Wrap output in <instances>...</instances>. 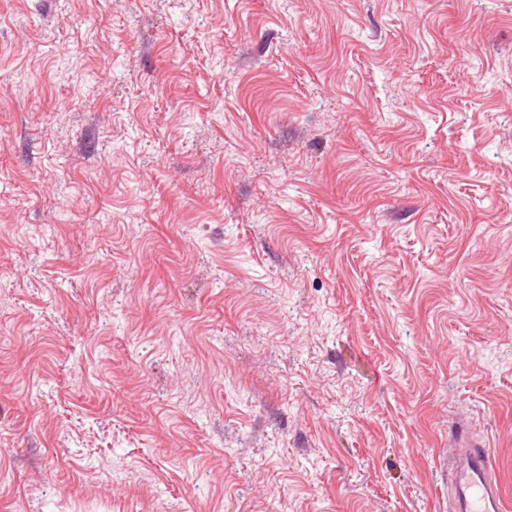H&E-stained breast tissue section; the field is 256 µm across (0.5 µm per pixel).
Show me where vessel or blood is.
Wrapping results in <instances>:
<instances>
[{
    "label": "vessel or blood",
    "instance_id": "vessel-or-blood-1",
    "mask_svg": "<svg viewBox=\"0 0 512 512\" xmlns=\"http://www.w3.org/2000/svg\"><path fill=\"white\" fill-rule=\"evenodd\" d=\"M448 459V512H502L495 461L480 440L469 433L452 438Z\"/></svg>",
    "mask_w": 512,
    "mask_h": 512
}]
</instances>
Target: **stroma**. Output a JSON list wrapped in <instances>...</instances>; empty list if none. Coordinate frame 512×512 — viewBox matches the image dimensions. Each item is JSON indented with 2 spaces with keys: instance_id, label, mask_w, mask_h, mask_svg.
I'll return each instance as SVG.
<instances>
[{
  "instance_id": "obj_1",
  "label": "stroma",
  "mask_w": 512,
  "mask_h": 512,
  "mask_svg": "<svg viewBox=\"0 0 512 512\" xmlns=\"http://www.w3.org/2000/svg\"><path fill=\"white\" fill-rule=\"evenodd\" d=\"M512 512V0H0V512ZM448 481L452 493L448 497V512L503 511L495 461L488 448L471 433L448 442Z\"/></svg>"
}]
</instances>
